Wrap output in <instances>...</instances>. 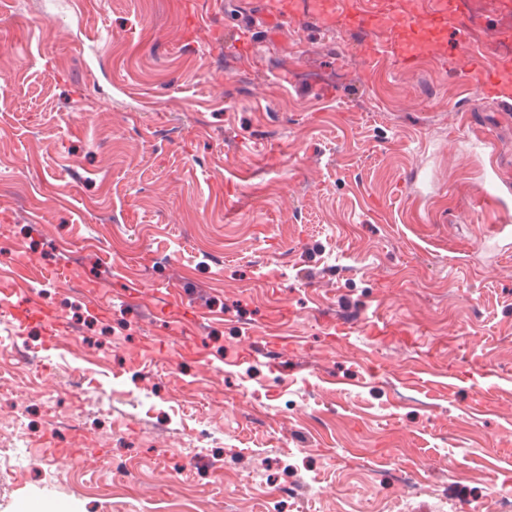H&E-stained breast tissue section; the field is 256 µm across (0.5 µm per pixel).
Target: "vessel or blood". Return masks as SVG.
Wrapping results in <instances>:
<instances>
[{"instance_id":"vessel-or-blood-1","label":"vessel or blood","mask_w":512,"mask_h":512,"mask_svg":"<svg viewBox=\"0 0 512 512\" xmlns=\"http://www.w3.org/2000/svg\"><path fill=\"white\" fill-rule=\"evenodd\" d=\"M459 5L460 0H428L424 11L394 12L388 10L386 0H368L367 7L347 16L346 22L349 28L364 34L374 28L380 16L385 15L391 25L401 31V39L390 45L366 42V60L373 61L382 56L406 67L419 58L425 42L435 38L447 42L449 57L465 55L460 74L479 94L492 97L512 94V62L482 61L480 54L469 46L467 27L461 24L449 26L448 18L457 14ZM14 298L11 315L18 327L23 328L32 323L53 324L51 314L38 308L30 292H15Z\"/></svg>"}]
</instances>
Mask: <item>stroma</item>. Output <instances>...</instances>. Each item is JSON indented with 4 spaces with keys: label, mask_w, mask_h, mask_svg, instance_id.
Masks as SVG:
<instances>
[{
    "label": "stroma",
    "mask_w": 512,
    "mask_h": 512,
    "mask_svg": "<svg viewBox=\"0 0 512 512\" xmlns=\"http://www.w3.org/2000/svg\"><path fill=\"white\" fill-rule=\"evenodd\" d=\"M265 2L0 0V294L19 265L85 281L40 285L67 335H18L31 391L0 417L101 453L4 449L0 512H512V234L472 209L497 170L512 212V99L441 43L370 68L345 25ZM458 19L503 56L512 7Z\"/></svg>",
    "instance_id": "obj_1"
}]
</instances>
